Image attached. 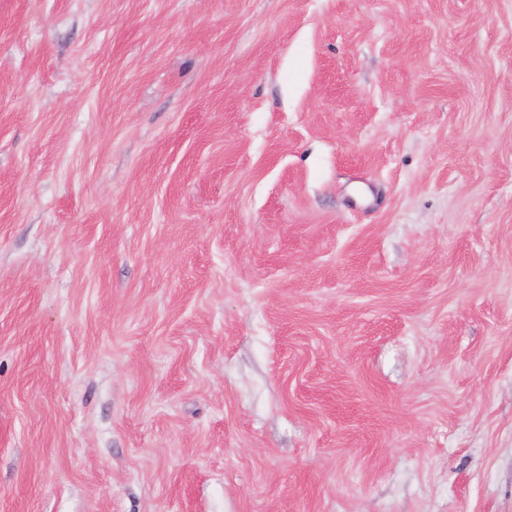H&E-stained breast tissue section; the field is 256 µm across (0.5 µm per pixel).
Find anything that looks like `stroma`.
<instances>
[{
    "label": "stroma",
    "instance_id": "1",
    "mask_svg": "<svg viewBox=\"0 0 512 512\" xmlns=\"http://www.w3.org/2000/svg\"><path fill=\"white\" fill-rule=\"evenodd\" d=\"M0 512H512V0H0Z\"/></svg>",
    "mask_w": 512,
    "mask_h": 512
}]
</instances>
